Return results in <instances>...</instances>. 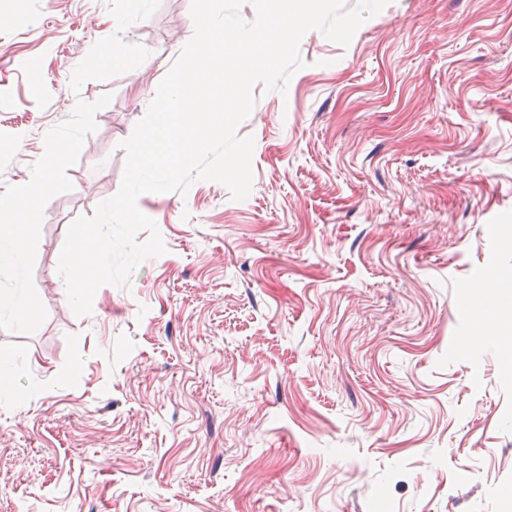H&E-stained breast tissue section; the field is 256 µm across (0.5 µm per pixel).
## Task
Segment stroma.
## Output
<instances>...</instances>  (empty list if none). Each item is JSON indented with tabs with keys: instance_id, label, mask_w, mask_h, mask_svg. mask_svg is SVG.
<instances>
[{
	"instance_id": "stroma-1",
	"label": "stroma",
	"mask_w": 512,
	"mask_h": 512,
	"mask_svg": "<svg viewBox=\"0 0 512 512\" xmlns=\"http://www.w3.org/2000/svg\"><path fill=\"white\" fill-rule=\"evenodd\" d=\"M124 7L0 0V193L74 142L0 277L38 302L0 318V512H512V0L307 33L238 128L249 196H140L166 253L79 316L68 230L194 32L191 0Z\"/></svg>"
}]
</instances>
